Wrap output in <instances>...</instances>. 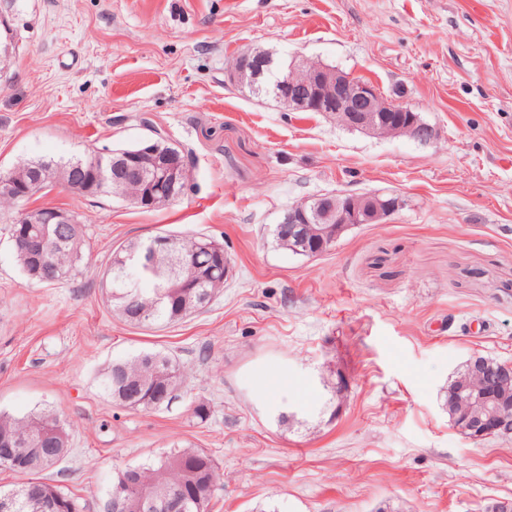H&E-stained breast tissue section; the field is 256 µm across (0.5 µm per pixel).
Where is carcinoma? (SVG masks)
Instances as JSON below:
<instances>
[{
	"instance_id": "carcinoma-1",
	"label": "carcinoma",
	"mask_w": 512,
	"mask_h": 512,
	"mask_svg": "<svg viewBox=\"0 0 512 512\" xmlns=\"http://www.w3.org/2000/svg\"><path fill=\"white\" fill-rule=\"evenodd\" d=\"M108 158L107 153L88 151L66 160H21L13 170L27 178L48 165L58 176L71 178L77 175L76 166L86 168ZM30 217V213L22 214L9 227L22 268L39 283L70 280L84 264L82 225H50L44 244L46 260L40 263L28 239L41 225L27 223ZM173 239L176 254L183 260L180 282H191L192 288H179L168 279L173 254L152 252L147 241L112 254L103 276L105 287L119 315L133 325L180 322L208 305L224 288V274L213 270L224 254V244L187 233ZM186 378L187 372L174 356L147 351L112 363L102 374V386L115 407L146 411L168 405ZM456 380L454 376L448 382L445 395L449 421L455 425L465 419L464 409L453 401ZM71 439L72 425L50 410L33 411L22 418L0 415V466L29 476L16 486L20 494L13 512H80L76 498L40 477L65 458ZM221 489L214 458L201 448L178 444L148 463L117 470L112 480V496L118 499L120 512H146L142 505L146 493L160 503L179 501L181 512H209Z\"/></svg>"
}]
</instances>
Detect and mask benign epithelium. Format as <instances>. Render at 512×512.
Returning a JSON list of instances; mask_svg holds the SVG:
<instances>
[{
    "label": "benign epithelium",
    "mask_w": 512,
    "mask_h": 512,
    "mask_svg": "<svg viewBox=\"0 0 512 512\" xmlns=\"http://www.w3.org/2000/svg\"><path fill=\"white\" fill-rule=\"evenodd\" d=\"M263 70V59L246 52L238 55L236 66L225 71V78L234 85L243 80L257 81ZM275 99L289 112H319L336 123L372 136H408L422 144L437 138L434 126L421 113L397 99H389L373 82L352 76L326 65H311L296 57L281 66V78ZM188 171L180 154L161 149L158 139L149 137L130 151L113 154L105 167L93 165L79 181L58 182L47 170L36 171L27 183L14 179L11 171L0 172V192L24 199L48 183L60 185L74 193L89 195L112 181H137L142 192L135 205L156 208L169 203L172 195L167 185L186 184ZM400 206V200L378 193H336L322 199H305L288 206L278 231L288 236L294 249L310 257L325 252L349 226L380 224ZM35 224H70L72 214L50 208L42 212ZM336 224V229H314L316 224ZM471 381L456 391L458 402L487 409L491 389L502 379L512 378V362L502 361L493 372L486 370L479 357L468 361ZM475 438H512V403L496 404L482 416L458 426Z\"/></svg>",
    "instance_id": "benign-epithelium-1"
}]
</instances>
